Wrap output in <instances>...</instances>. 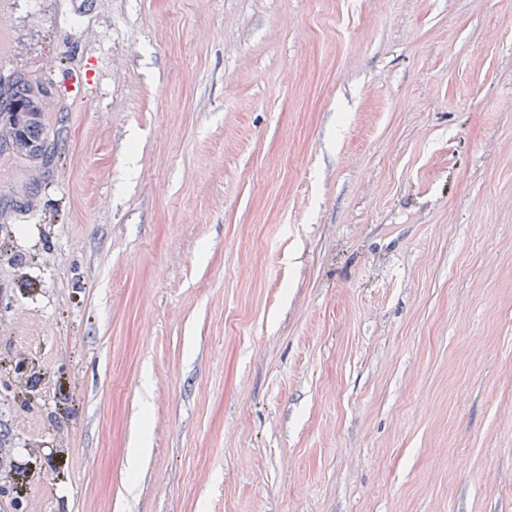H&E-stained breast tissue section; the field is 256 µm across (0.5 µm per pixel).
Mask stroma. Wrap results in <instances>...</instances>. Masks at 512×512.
<instances>
[{"label":"stroma","mask_w":512,"mask_h":512,"mask_svg":"<svg viewBox=\"0 0 512 512\" xmlns=\"http://www.w3.org/2000/svg\"><path fill=\"white\" fill-rule=\"evenodd\" d=\"M0 39L54 151L0 150V512H512V0Z\"/></svg>","instance_id":"1"}]
</instances>
